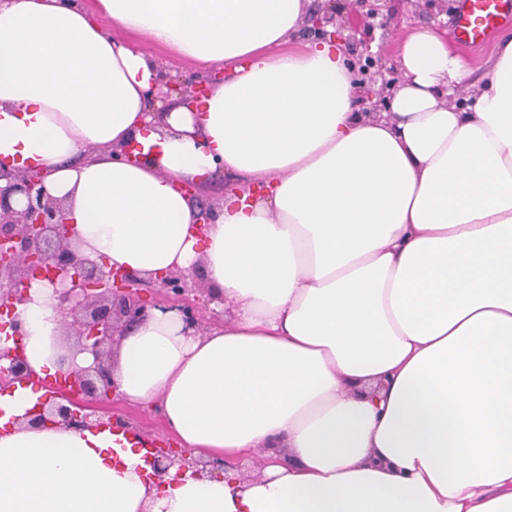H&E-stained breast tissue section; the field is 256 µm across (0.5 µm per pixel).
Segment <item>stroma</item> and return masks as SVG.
I'll return each instance as SVG.
<instances>
[{
	"label": "stroma",
	"mask_w": 512,
	"mask_h": 512,
	"mask_svg": "<svg viewBox=\"0 0 512 512\" xmlns=\"http://www.w3.org/2000/svg\"><path fill=\"white\" fill-rule=\"evenodd\" d=\"M457 5L458 0H310L300 36L318 41L323 32L333 33L355 66L360 111L381 112L390 85L400 78L394 59L401 36L411 28L427 27L450 38ZM110 411L143 439L179 447V440L150 409L116 400Z\"/></svg>",
	"instance_id": "obj_1"
}]
</instances>
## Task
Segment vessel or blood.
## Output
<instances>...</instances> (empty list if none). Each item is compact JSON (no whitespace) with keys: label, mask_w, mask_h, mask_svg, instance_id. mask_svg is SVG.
Here are the masks:
<instances>
[{"label":"vessel or blood","mask_w":512,"mask_h":512,"mask_svg":"<svg viewBox=\"0 0 512 512\" xmlns=\"http://www.w3.org/2000/svg\"><path fill=\"white\" fill-rule=\"evenodd\" d=\"M508 25H512V0H459L451 30L460 47L476 49Z\"/></svg>","instance_id":"b4317fda"}]
</instances>
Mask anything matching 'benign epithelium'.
Segmentation results:
<instances>
[{
    "mask_svg": "<svg viewBox=\"0 0 512 512\" xmlns=\"http://www.w3.org/2000/svg\"><path fill=\"white\" fill-rule=\"evenodd\" d=\"M168 91L188 101L204 92L202 82H170ZM72 231L63 221L61 200L48 193L39 170L0 167V312L8 313L6 326L20 338L14 318L16 305L29 300L35 279L55 288L63 312L64 328L76 338L78 350L89 352V367L72 366L62 372L69 390L44 394L43 402L24 418L28 428L48 423L81 430L91 426L87 410L116 397L112 379V346L115 337L141 321L158 303L141 294L147 278L121 271L106 272L80 259L73 250ZM168 297L167 307L179 309L186 321L204 330L197 308L188 301L186 274L169 272L159 281ZM29 369L20 347L0 351V390L29 382ZM153 475L162 476L187 459L175 448L149 451Z\"/></svg>",
    "mask_w": 512,
    "mask_h": 512,
    "instance_id": "1",
    "label": "benign epithelium"
}]
</instances>
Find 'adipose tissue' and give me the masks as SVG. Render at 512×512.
I'll list each match as a JSON object with an SVG mask.
<instances>
[{
    "instance_id": "obj_1",
    "label": "adipose tissue",
    "mask_w": 512,
    "mask_h": 512,
    "mask_svg": "<svg viewBox=\"0 0 512 512\" xmlns=\"http://www.w3.org/2000/svg\"><path fill=\"white\" fill-rule=\"evenodd\" d=\"M307 0H0V158L46 173L79 257L145 277L203 269L231 323L152 310L123 336L121 397L190 468L152 480L111 429L0 434V512H512V39L466 107L435 31L400 41L385 112L357 111ZM210 90L152 113L165 73ZM157 147L134 164L111 149ZM231 176L200 225L182 186ZM19 304L37 379L91 364L53 288ZM264 454L262 478L239 459ZM139 42L145 51L149 52L157 58L162 69L166 72V82L163 81L162 85L157 89L154 97V99L163 107L162 109L158 110L157 114L159 115L167 105L173 102V98L164 99L163 93L166 91L165 84L171 79L186 81L185 77H188L189 75H187L185 72L184 64L169 52L153 46L146 37H141Z\"/></svg>"
}]
</instances>
